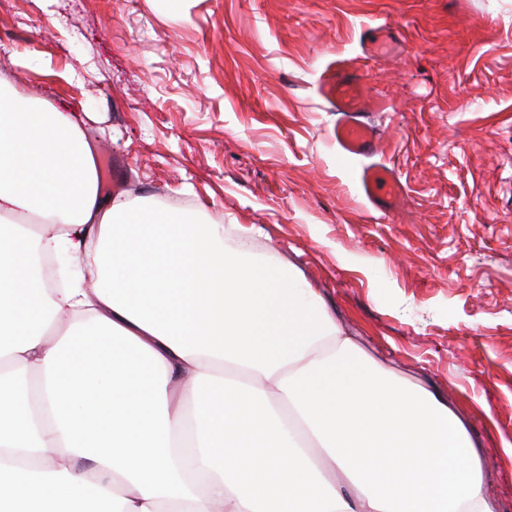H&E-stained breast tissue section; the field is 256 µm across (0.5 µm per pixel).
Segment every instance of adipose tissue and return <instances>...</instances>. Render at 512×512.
<instances>
[{
	"mask_svg": "<svg viewBox=\"0 0 512 512\" xmlns=\"http://www.w3.org/2000/svg\"><path fill=\"white\" fill-rule=\"evenodd\" d=\"M482 469L296 269L104 198L84 125L0 84V512H495Z\"/></svg>",
	"mask_w": 512,
	"mask_h": 512,
	"instance_id": "obj_1",
	"label": "adipose tissue"
}]
</instances>
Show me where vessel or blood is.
<instances>
[{"label":"vessel or blood","instance_id":"b4317fda","mask_svg":"<svg viewBox=\"0 0 512 512\" xmlns=\"http://www.w3.org/2000/svg\"><path fill=\"white\" fill-rule=\"evenodd\" d=\"M324 92L335 106L336 142L343 154L351 159L369 157L380 148V135L365 118L367 109H383L384 104L369 99V90L363 78L347 72H337L328 80ZM361 188L375 209L397 215L407 203V192L391 172L381 167H366L361 175Z\"/></svg>","mask_w":512,"mask_h":512}]
</instances>
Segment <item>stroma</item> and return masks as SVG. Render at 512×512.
Returning <instances> with one entry per match:
<instances>
[{
	"instance_id": "35a3bbf8",
	"label": "stroma",
	"mask_w": 512,
	"mask_h": 512,
	"mask_svg": "<svg viewBox=\"0 0 512 512\" xmlns=\"http://www.w3.org/2000/svg\"><path fill=\"white\" fill-rule=\"evenodd\" d=\"M377 26L394 54L367 52ZM343 67L388 104L368 159L332 137L321 85ZM0 80L84 114L105 194L230 227L456 400L512 512V0H0ZM371 164L404 185L403 216L362 197Z\"/></svg>"
}]
</instances>
